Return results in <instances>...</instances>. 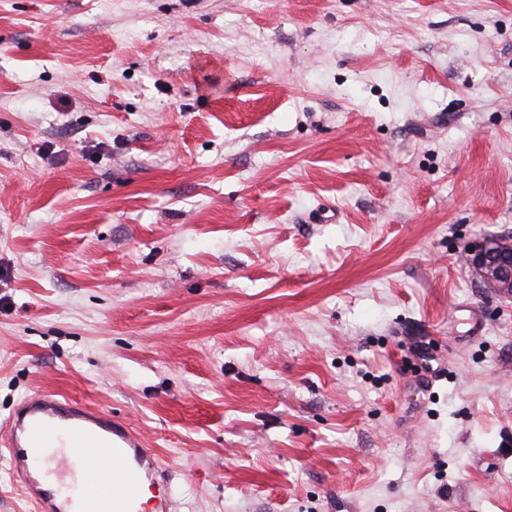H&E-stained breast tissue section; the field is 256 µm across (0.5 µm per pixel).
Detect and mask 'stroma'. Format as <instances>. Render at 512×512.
<instances>
[{"label": "stroma", "instance_id": "1", "mask_svg": "<svg viewBox=\"0 0 512 512\" xmlns=\"http://www.w3.org/2000/svg\"><path fill=\"white\" fill-rule=\"evenodd\" d=\"M512 0H0V423L130 424L176 512H512ZM466 261L476 270L490 288L511 294L512 292V248L504 246L496 237L483 240L466 250Z\"/></svg>", "mask_w": 512, "mask_h": 512}]
</instances>
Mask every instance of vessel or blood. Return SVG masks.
Masks as SVG:
<instances>
[{
	"label": "vessel or blood",
	"mask_w": 512,
	"mask_h": 512,
	"mask_svg": "<svg viewBox=\"0 0 512 512\" xmlns=\"http://www.w3.org/2000/svg\"><path fill=\"white\" fill-rule=\"evenodd\" d=\"M0 453L34 512H139L133 491L142 483L158 490L153 512H173L171 473L159 455L128 424L58 393L38 391L19 404L0 429ZM106 471L108 499L100 491Z\"/></svg>",
	"instance_id": "1"
}]
</instances>
